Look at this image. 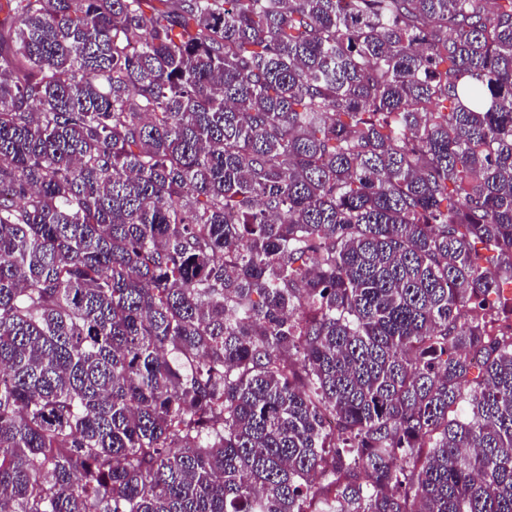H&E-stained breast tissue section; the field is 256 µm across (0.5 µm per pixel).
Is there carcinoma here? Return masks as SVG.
<instances>
[{"label": "carcinoma", "instance_id": "obj_1", "mask_svg": "<svg viewBox=\"0 0 512 512\" xmlns=\"http://www.w3.org/2000/svg\"><path fill=\"white\" fill-rule=\"evenodd\" d=\"M507 312L512 0H0V512H512Z\"/></svg>", "mask_w": 512, "mask_h": 512}]
</instances>
